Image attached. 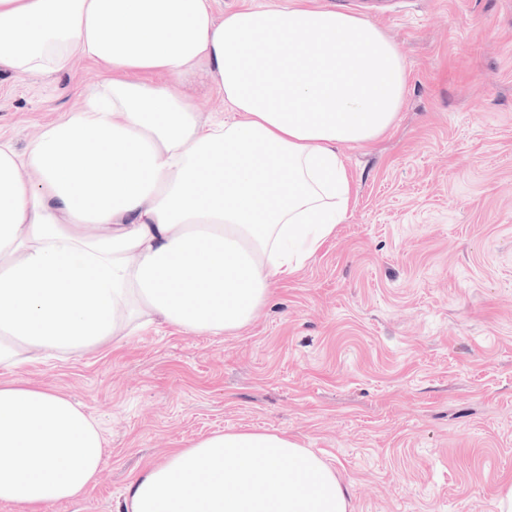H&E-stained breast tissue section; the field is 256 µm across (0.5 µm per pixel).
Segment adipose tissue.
Masks as SVG:
<instances>
[{
  "mask_svg": "<svg viewBox=\"0 0 512 512\" xmlns=\"http://www.w3.org/2000/svg\"><path fill=\"white\" fill-rule=\"evenodd\" d=\"M109 77L24 150L0 138V369L123 344L163 322L248 326L342 223V158L401 111L399 48L308 0L216 15L212 0H0V69ZM205 69L229 108L178 90ZM163 72L164 84L147 81ZM103 435L70 399L0 382V502L84 496ZM120 512H352L336 469L277 431H217L127 485Z\"/></svg>",
  "mask_w": 512,
  "mask_h": 512,
  "instance_id": "obj_1",
  "label": "adipose tissue"
}]
</instances>
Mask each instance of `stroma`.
<instances>
[{
  "instance_id": "35a3bbf8",
  "label": "stroma",
  "mask_w": 512,
  "mask_h": 512,
  "mask_svg": "<svg viewBox=\"0 0 512 512\" xmlns=\"http://www.w3.org/2000/svg\"><path fill=\"white\" fill-rule=\"evenodd\" d=\"M397 43L393 127L343 148L334 235L246 328L152 326L16 376L103 430L96 484L41 512H117L131 477L211 432L280 430L350 483L354 512H492L512 482V0H313ZM103 72L0 70V135L24 149ZM182 95L220 119L201 70Z\"/></svg>"
}]
</instances>
